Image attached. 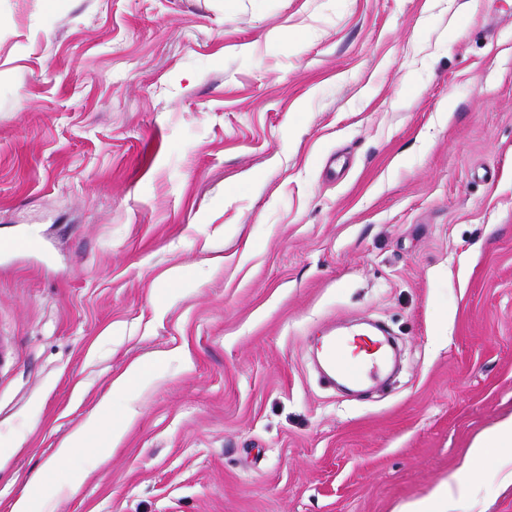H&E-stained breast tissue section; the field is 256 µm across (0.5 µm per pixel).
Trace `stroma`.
I'll use <instances>...</instances> for the list:
<instances>
[{
  "label": "stroma",
  "mask_w": 512,
  "mask_h": 512,
  "mask_svg": "<svg viewBox=\"0 0 512 512\" xmlns=\"http://www.w3.org/2000/svg\"><path fill=\"white\" fill-rule=\"evenodd\" d=\"M14 237L0 512H399L451 478L456 512H512L467 456L512 414L494 0H0ZM365 319L394 382L325 387L315 338ZM92 417L120 442L58 461Z\"/></svg>",
  "instance_id": "stroma-1"
}]
</instances>
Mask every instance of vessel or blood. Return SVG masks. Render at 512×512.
Segmentation results:
<instances>
[{
    "label": "vessel or blood",
    "mask_w": 512,
    "mask_h": 512,
    "mask_svg": "<svg viewBox=\"0 0 512 512\" xmlns=\"http://www.w3.org/2000/svg\"><path fill=\"white\" fill-rule=\"evenodd\" d=\"M320 360L332 375L347 385L358 386L388 364L389 353L384 340L377 336L328 335L321 341Z\"/></svg>",
    "instance_id": "b4317fda"
}]
</instances>
